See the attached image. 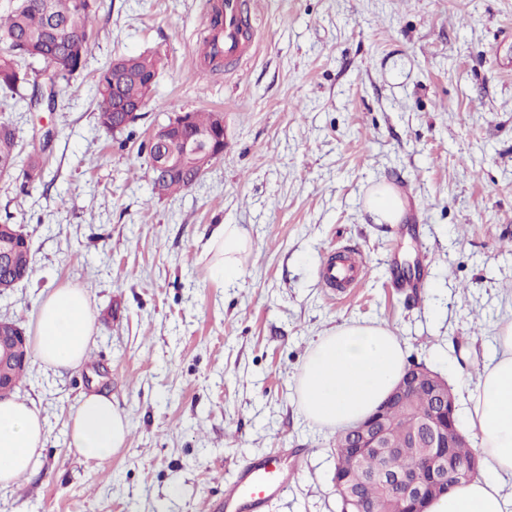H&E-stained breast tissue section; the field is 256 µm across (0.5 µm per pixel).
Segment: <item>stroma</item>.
<instances>
[{"mask_svg":"<svg viewBox=\"0 0 512 512\" xmlns=\"http://www.w3.org/2000/svg\"><path fill=\"white\" fill-rule=\"evenodd\" d=\"M213 2L99 0L56 111L0 112L20 160H46L42 185L0 176V223L21 226L33 257L0 317L33 334L43 298L80 288L95 318L81 364L30 360L15 397L47 441L0 488V512H211L241 461L284 449L300 450L299 472L268 512H338L334 433L297 390L317 337L384 323L453 386L512 318V0H246V52L204 73ZM145 50L165 62L149 103L106 132L93 77ZM198 110L223 113L224 156L156 198L141 144ZM381 181L406 201L400 223L364 211ZM220 224L249 240L230 283L204 253ZM341 249L369 274L333 297L320 271ZM91 392L129 424L105 460L68 445Z\"/></svg>","mask_w":512,"mask_h":512,"instance_id":"obj_1","label":"stroma"}]
</instances>
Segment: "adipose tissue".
<instances>
[{
	"label": "adipose tissue",
	"mask_w": 512,
	"mask_h": 512,
	"mask_svg": "<svg viewBox=\"0 0 512 512\" xmlns=\"http://www.w3.org/2000/svg\"><path fill=\"white\" fill-rule=\"evenodd\" d=\"M364 208L377 224H396L405 215L400 192L385 182L374 187ZM247 245L238 225L217 226L208 244L217 278L238 277ZM93 332L85 293L60 288L38 308L35 349L49 365L73 367L85 358ZM495 341L476 378L460 380L468 393L467 422L481 456L480 473L431 501L426 512H512V320L499 325ZM405 364L404 347L384 324L338 325L318 336L304 358L298 375L301 408L313 423L342 430L387 398ZM128 434L127 419L111 398L90 393L80 398L71 418L69 445L87 459L104 460L122 448ZM45 442L44 424L31 405L0 402V487L26 474Z\"/></svg>",
	"instance_id": "obj_1"
}]
</instances>
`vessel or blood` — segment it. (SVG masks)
I'll use <instances>...</instances> for the list:
<instances>
[{"label": "vessel or blood", "instance_id": "1", "mask_svg": "<svg viewBox=\"0 0 512 512\" xmlns=\"http://www.w3.org/2000/svg\"><path fill=\"white\" fill-rule=\"evenodd\" d=\"M217 7L222 23L206 48L231 61L244 53L249 39L242 0H219ZM364 276V262L352 255H329L322 267L324 287L337 295L356 286ZM297 470V462L284 453L243 462L225 482L224 497L215 504L214 512H267L270 502L287 492Z\"/></svg>", "mask_w": 512, "mask_h": 512}]
</instances>
